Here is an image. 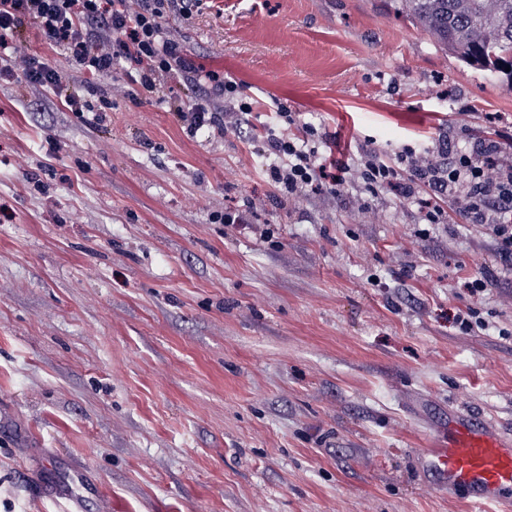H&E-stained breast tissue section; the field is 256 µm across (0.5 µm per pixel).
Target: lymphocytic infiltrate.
Returning <instances> with one entry per match:
<instances>
[{"label":"lymphocytic infiltrate","instance_id":"obj_1","mask_svg":"<svg viewBox=\"0 0 512 512\" xmlns=\"http://www.w3.org/2000/svg\"><path fill=\"white\" fill-rule=\"evenodd\" d=\"M186 0H0V76L22 75L32 84L63 96L75 112H83L80 98L67 92L60 73L28 52L21 32L26 23L39 26L53 46L62 48L69 60L90 78H111L122 72L123 80L114 81L113 90L127 94L137 85L155 92L163 77L194 80L195 66L179 44L166 38L163 20L171 15L188 16ZM207 78L212 95L197 99L176 113L190 133L208 129L216 134L238 131L249 125L252 102L238 94V87L216 73ZM224 105L217 108L213 97ZM323 134L311 124L299 125L295 113L278 107L255 152L262 169L288 194L322 189L338 192L345 184L347 168L337 165L328 171L320 160ZM399 159L409 164L406 178H399L391 160L373 149H365L354 173L362 190L378 195L394 188L413 199L425 223L443 224L448 216L439 206L423 197L421 186L446 194L460 215L472 223L486 225L498 238L504 253L512 254V163L488 169L485 161L467 152L453 160L429 150L405 147Z\"/></svg>","mask_w":512,"mask_h":512}]
</instances>
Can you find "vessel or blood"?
<instances>
[{"mask_svg":"<svg viewBox=\"0 0 512 512\" xmlns=\"http://www.w3.org/2000/svg\"><path fill=\"white\" fill-rule=\"evenodd\" d=\"M435 488L462 493L483 512H512V440L470 415L448 419V431L419 458Z\"/></svg>","mask_w":512,"mask_h":512,"instance_id":"obj_1","label":"vessel or blood"}]
</instances>
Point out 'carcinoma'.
Returning a JSON list of instances; mask_svg holds the SVG:
<instances>
[{
    "label": "carcinoma",
    "instance_id": "obj_1",
    "mask_svg": "<svg viewBox=\"0 0 512 512\" xmlns=\"http://www.w3.org/2000/svg\"><path fill=\"white\" fill-rule=\"evenodd\" d=\"M460 63L502 74L512 90V0H389ZM511 71H505V68Z\"/></svg>",
    "mask_w": 512,
    "mask_h": 512
}]
</instances>
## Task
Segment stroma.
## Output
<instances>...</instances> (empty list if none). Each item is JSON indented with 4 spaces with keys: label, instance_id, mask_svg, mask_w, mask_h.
<instances>
[{
    "label": "stroma",
    "instance_id": "1",
    "mask_svg": "<svg viewBox=\"0 0 512 512\" xmlns=\"http://www.w3.org/2000/svg\"><path fill=\"white\" fill-rule=\"evenodd\" d=\"M163 26L321 128L327 162L512 158V91L386 0H197ZM22 38L101 118L0 79V512H473L414 457L452 409L512 431L496 236L351 181L288 195L258 169L261 116L192 134L175 111L206 85L116 95Z\"/></svg>",
    "mask_w": 512,
    "mask_h": 512
}]
</instances>
